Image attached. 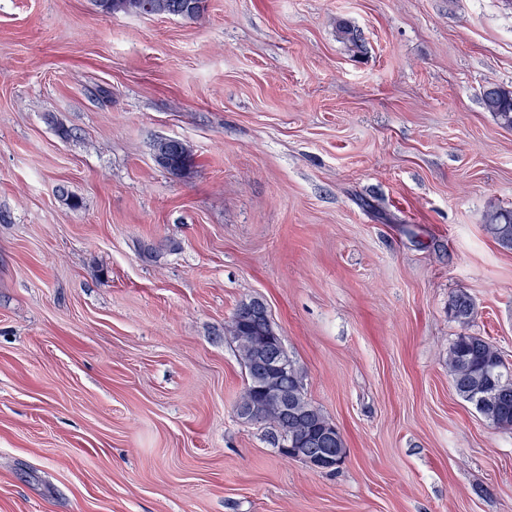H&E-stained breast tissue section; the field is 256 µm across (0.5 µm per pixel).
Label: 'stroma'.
I'll use <instances>...</instances> for the list:
<instances>
[{
  "mask_svg": "<svg viewBox=\"0 0 512 512\" xmlns=\"http://www.w3.org/2000/svg\"><path fill=\"white\" fill-rule=\"evenodd\" d=\"M490 85L512 0H0V512H512V431L448 374L461 291L512 367ZM254 297L334 472L236 416L224 328ZM103 16H180L200 17L206 10V0H95ZM162 156L167 160L166 170L172 173L185 171L192 162L189 148L180 140L165 138L159 140L154 146L153 156ZM487 234L506 251H512V209L490 203L485 214ZM448 315L461 326H467L475 316V306L471 298L464 292L450 296Z\"/></svg>",
  "mask_w": 512,
  "mask_h": 512,
  "instance_id": "stroma-1",
  "label": "stroma"
}]
</instances>
